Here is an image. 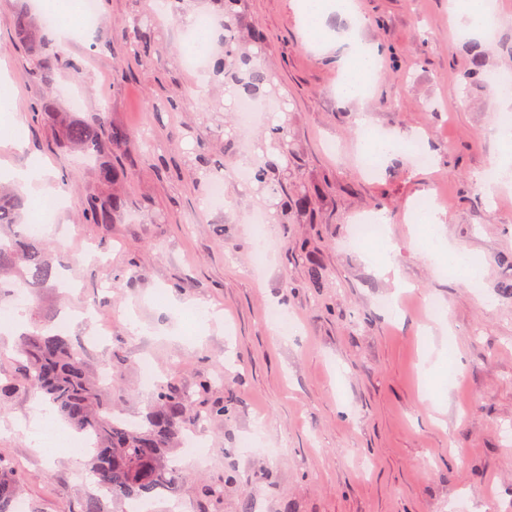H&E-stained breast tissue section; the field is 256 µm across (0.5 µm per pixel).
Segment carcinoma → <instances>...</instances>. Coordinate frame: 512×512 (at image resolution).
Here are the masks:
<instances>
[{"mask_svg": "<svg viewBox=\"0 0 512 512\" xmlns=\"http://www.w3.org/2000/svg\"><path fill=\"white\" fill-rule=\"evenodd\" d=\"M13 29L17 39L41 54L37 25L25 12L15 13ZM42 72L55 69L79 72L78 61L60 54H42ZM270 78L259 67L250 66L240 79L239 95L256 96ZM65 142L85 152H99L103 139L118 147L127 138L121 130H107L90 124H73L65 129ZM25 201L13 187L0 185V303L12 297L14 289L46 288L56 279L54 246L40 235L28 233L23 221ZM124 207V198L112 195L108 202L86 200L83 214L90 224H108ZM14 360L16 377L0 385V401L15 389L17 379L33 383L51 408L78 433L93 439L86 466L99 485L114 497L136 499L174 483L176 469L169 455L190 422L204 416H222L230 409L216 404L200 413L192 398L173 388L157 391L145 420L129 426L113 417L110 388L86 371L72 343L40 323L23 334ZM22 483L19 472L0 459V512H13Z\"/></svg>", "mask_w": 512, "mask_h": 512, "instance_id": "obj_1", "label": "carcinoma"}]
</instances>
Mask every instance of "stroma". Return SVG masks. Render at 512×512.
<instances>
[{
  "mask_svg": "<svg viewBox=\"0 0 512 512\" xmlns=\"http://www.w3.org/2000/svg\"><path fill=\"white\" fill-rule=\"evenodd\" d=\"M361 25L337 13L341 33L357 27L382 49L366 98L338 92L342 48L309 45L293 0H239L232 43L216 37L224 75L186 67L183 33L198 16L220 19L216 0H98L90 37L51 40L79 73L57 69L35 81L40 58L14 38L13 16L38 25L37 0H0V78L22 126L23 145L0 144V162L35 158L65 202L48 234L59 273L74 292L39 289L29 319L60 328L87 370L111 371L112 405L143 418L158 384L217 402L201 459L174 451L176 484L152 497L154 512H512V185L479 182L504 148L494 135L512 107L470 79L473 53L484 72L512 73V0H500L493 37L456 34L448 0H357ZM151 38L140 41L143 18ZM250 58L272 76L276 107L241 129L234 75ZM177 109H167V101ZM47 104L44 112L37 103ZM381 134L425 138L428 168L409 156L361 168V122ZM122 128L130 138L107 154L127 178L105 184L95 157L63 142L65 123ZM287 148L268 152L274 129ZM269 160L265 185L242 186L239 159ZM224 165V206L206 201L207 165ZM121 194L123 210L89 224L82 203ZM439 195V231L481 265L475 283L442 273L418 248L409 214ZM306 196L304 209L293 208ZM384 211L389 271L373 245L349 247L358 219ZM267 216L262 234L250 222ZM269 258L254 269L258 239ZM319 267V284L309 274ZM400 297L392 310L382 299ZM444 308L428 317L425 303ZM279 309L281 330L266 319ZM211 380L201 391L202 380ZM44 403L29 385L0 404V458L25 475L24 512H124L102 493L82 459L45 456L27 426ZM253 434L262 452L238 443ZM220 484L213 502L201 490Z\"/></svg>",
  "mask_w": 512,
  "mask_h": 512,
  "instance_id": "1",
  "label": "stroma"
}]
</instances>
